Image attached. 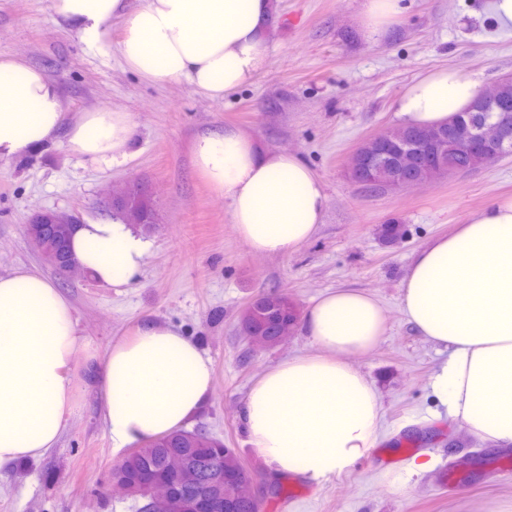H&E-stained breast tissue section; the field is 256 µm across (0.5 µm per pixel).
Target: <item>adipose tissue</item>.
<instances>
[{
    "mask_svg": "<svg viewBox=\"0 0 512 512\" xmlns=\"http://www.w3.org/2000/svg\"><path fill=\"white\" fill-rule=\"evenodd\" d=\"M273 9V0H147L139 8L127 0H53L55 15L90 47L121 18L117 51L125 68L152 84L186 81L212 100L261 71ZM480 90L455 69L435 70L399 95L396 115L407 127L438 126L466 111ZM65 115L58 87L41 69L0 59V160L61 140L94 161L127 157L128 113L96 109L70 125ZM193 158L207 185L228 200L231 221L254 253L286 255L317 233L328 197L298 155L261 150L228 128L198 137ZM149 247L121 213L77 224L69 243L82 269L115 288L141 278ZM400 306L420 336L448 352L430 380L434 417L460 421L480 442L512 447V198L494 200L418 252L401 281ZM304 330L314 353L260 375L240 417L270 476L317 480L347 471L378 438L379 393L349 358L384 336L385 311L365 291L329 290L308 307ZM81 345L69 300L45 276L28 269L0 275V468L54 448L73 407ZM213 381L211 359L179 328L138 327L111 346L100 370L113 447L185 428Z\"/></svg>",
    "mask_w": 512,
    "mask_h": 512,
    "instance_id": "adipose-tissue-1",
    "label": "adipose tissue"
}]
</instances>
